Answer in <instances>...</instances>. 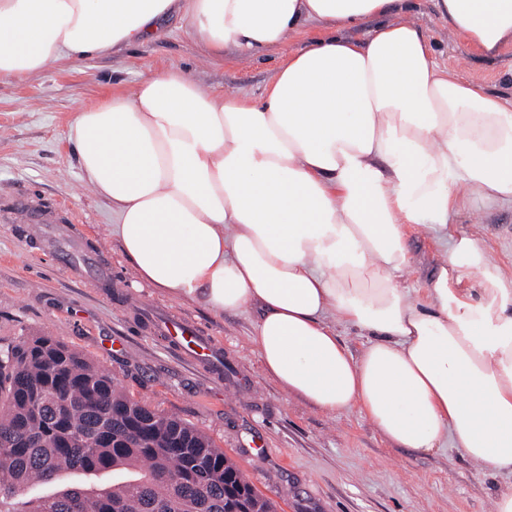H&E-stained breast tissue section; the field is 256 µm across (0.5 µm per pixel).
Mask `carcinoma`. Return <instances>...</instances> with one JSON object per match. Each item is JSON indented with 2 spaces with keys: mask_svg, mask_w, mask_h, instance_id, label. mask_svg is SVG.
<instances>
[{
  "mask_svg": "<svg viewBox=\"0 0 512 512\" xmlns=\"http://www.w3.org/2000/svg\"><path fill=\"white\" fill-rule=\"evenodd\" d=\"M118 479L12 501L65 471ZM276 512L204 433L49 336L0 345V512Z\"/></svg>",
  "mask_w": 512,
  "mask_h": 512,
  "instance_id": "cac0c4a2",
  "label": "carcinoma"
}]
</instances>
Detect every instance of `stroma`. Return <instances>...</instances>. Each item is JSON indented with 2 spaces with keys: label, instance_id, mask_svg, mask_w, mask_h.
I'll return each mask as SVG.
<instances>
[{
  "label": "stroma",
  "instance_id": "stroma-1",
  "mask_svg": "<svg viewBox=\"0 0 512 512\" xmlns=\"http://www.w3.org/2000/svg\"><path fill=\"white\" fill-rule=\"evenodd\" d=\"M417 13L441 65L512 98V50L494 58L463 51L437 24L435 0ZM285 52L263 51L249 62L232 56L201 63L178 19L165 21L145 45L77 63L61 62L24 80L0 83V204L25 193L70 223L81 246L100 253L112 285L74 275L62 254L44 246L37 224L0 223V340L49 336L108 372L129 395L192 424L235 460L278 512H493L502 477L462 450L429 454L384 437L359 410L325 411L288 394L264 370L250 312L220 315L196 299L140 282L109 232L107 202L83 185L69 125L80 109L128 92L140 75L192 71L205 89L258 97ZM458 233L476 239L512 270V206L463 210ZM408 264L400 287L426 301L444 246L406 227ZM191 322L224 358L223 372L194 362L158 336L149 310Z\"/></svg>",
  "mask_w": 512,
  "mask_h": 512
}]
</instances>
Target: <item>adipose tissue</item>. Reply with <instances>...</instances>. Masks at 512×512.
Segmentation results:
<instances>
[{"instance_id": "adipose-tissue-1", "label": "adipose tissue", "mask_w": 512, "mask_h": 512, "mask_svg": "<svg viewBox=\"0 0 512 512\" xmlns=\"http://www.w3.org/2000/svg\"><path fill=\"white\" fill-rule=\"evenodd\" d=\"M436 6L467 51L512 47V0ZM172 17L211 61L320 34L255 99L176 69L75 114L82 179L130 268L254 312L288 393L358 406L404 448L462 449L504 477L494 512H512V273L452 224L469 196L512 204V99L439 65L413 0H0V79L143 45ZM409 224L447 244L423 303L395 280ZM340 324L372 343L353 355Z\"/></svg>"}]
</instances>
